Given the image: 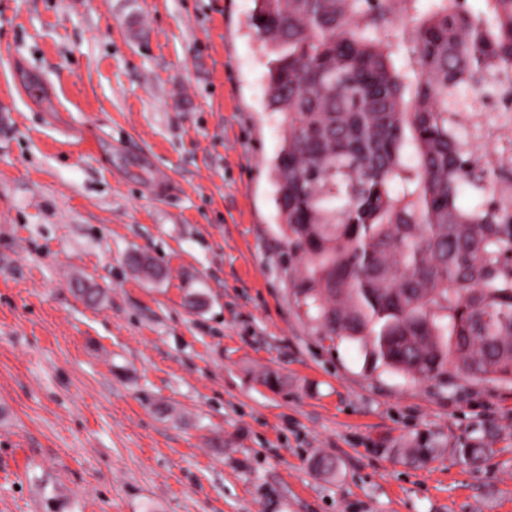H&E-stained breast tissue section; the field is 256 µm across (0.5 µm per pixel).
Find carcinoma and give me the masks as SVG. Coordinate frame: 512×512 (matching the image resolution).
<instances>
[{
    "mask_svg": "<svg viewBox=\"0 0 512 512\" xmlns=\"http://www.w3.org/2000/svg\"><path fill=\"white\" fill-rule=\"evenodd\" d=\"M285 116L276 205L296 308L412 380L512 382V190L468 119L495 108L512 164V0H439L391 63L396 0H254Z\"/></svg>",
    "mask_w": 512,
    "mask_h": 512,
    "instance_id": "obj_1",
    "label": "carcinoma"
}]
</instances>
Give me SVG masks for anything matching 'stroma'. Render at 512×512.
Listing matches in <instances>:
<instances>
[{
  "label": "stroma",
  "instance_id": "stroma-1",
  "mask_svg": "<svg viewBox=\"0 0 512 512\" xmlns=\"http://www.w3.org/2000/svg\"><path fill=\"white\" fill-rule=\"evenodd\" d=\"M253 7L0 0V512H512V384L298 314Z\"/></svg>",
  "mask_w": 512,
  "mask_h": 512
}]
</instances>
